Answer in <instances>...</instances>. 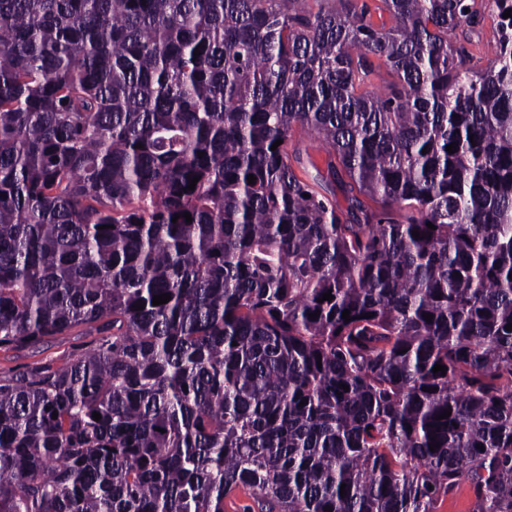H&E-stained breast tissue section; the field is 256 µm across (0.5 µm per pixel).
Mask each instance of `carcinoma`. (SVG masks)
Masks as SVG:
<instances>
[{
	"label": "carcinoma",
	"instance_id": "carcinoma-1",
	"mask_svg": "<svg viewBox=\"0 0 512 512\" xmlns=\"http://www.w3.org/2000/svg\"><path fill=\"white\" fill-rule=\"evenodd\" d=\"M494 3L474 71L475 0H0V349L98 336L0 378V512H512ZM476 22L456 31L452 41L468 53V66L477 71L485 68L496 51L497 12L493 0H478ZM291 143L292 146L300 153V156L303 158L307 167L310 168L308 159H311L321 172L325 176H328L327 163L329 161V156L325 146L319 139L310 134L301 132L300 130H296L293 134ZM310 170L314 174V170L311 168ZM328 178L332 180L329 176ZM472 495L467 482H462L453 496L444 498L434 505L433 512H471Z\"/></svg>",
	"mask_w": 512,
	"mask_h": 512
}]
</instances>
